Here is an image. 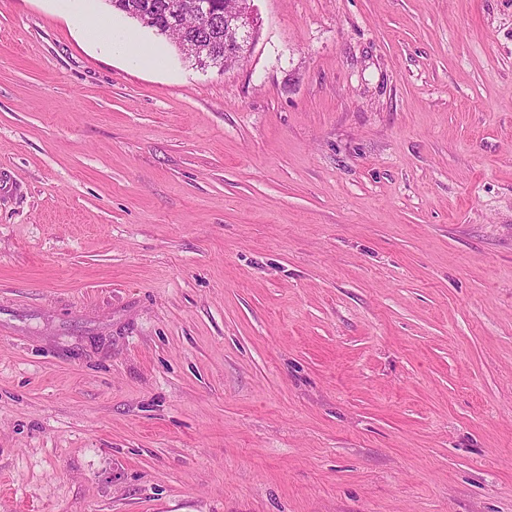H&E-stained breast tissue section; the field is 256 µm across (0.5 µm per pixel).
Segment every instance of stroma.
<instances>
[{
  "instance_id": "obj_1",
  "label": "stroma",
  "mask_w": 512,
  "mask_h": 512,
  "mask_svg": "<svg viewBox=\"0 0 512 512\" xmlns=\"http://www.w3.org/2000/svg\"><path fill=\"white\" fill-rule=\"evenodd\" d=\"M252 5L0 0V512H512V0ZM109 5L113 10L121 12L126 15H130L131 13L137 12L139 10L142 2H148L147 8L138 13L140 20L143 24L148 25L150 22L146 18L145 15H148L149 9L153 8V4L155 5L154 10L150 12L152 23L149 28L155 29L157 32H160V29L176 25L177 23V15L173 12V10L169 9L167 6L168 2H176L180 0H108ZM153 2V3H152ZM213 6L212 23L209 24L210 30L208 38L212 47L209 54L198 62L204 66L202 59L209 61L208 65H212L214 61L224 67V59L233 60L245 59L249 53L247 46V38L251 35L254 37L255 18L253 10L250 7L252 1L248 0V4L241 0H237V4L232 9H224L226 0H210ZM85 38L101 48L109 51H121L133 58L138 57L140 49L136 38L127 34L117 38L113 32L112 23L104 17H95L87 20L84 24Z\"/></svg>"
}]
</instances>
